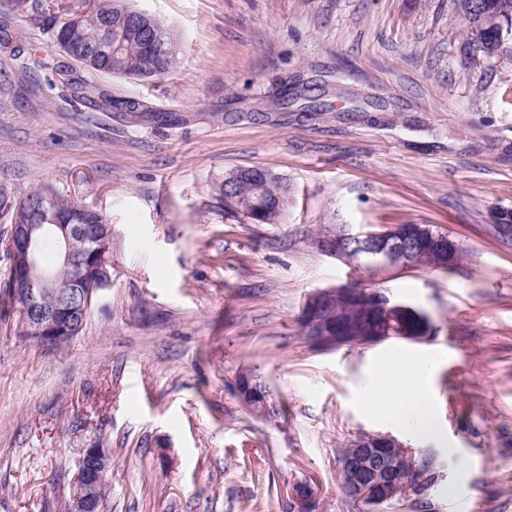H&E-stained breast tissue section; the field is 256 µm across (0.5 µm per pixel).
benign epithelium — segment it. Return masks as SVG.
I'll return each mask as SVG.
<instances>
[{"label":"benign epithelium","instance_id":"7a95c632","mask_svg":"<svg viewBox=\"0 0 512 512\" xmlns=\"http://www.w3.org/2000/svg\"><path fill=\"white\" fill-rule=\"evenodd\" d=\"M158 19L122 4L112 16L102 20L91 41L77 50L58 36L56 43L72 61L83 66L122 69L118 50L112 47V32L116 31L139 39L148 48L138 71L146 76L159 71L164 50L153 39ZM502 17L487 13L470 28V41L482 44L490 29L504 31ZM345 239L356 245L360 253L372 258L376 267L420 268L427 252L438 256L434 265L443 270L458 264L460 243L446 231H433L430 224H396L380 232L347 235ZM46 241L56 246L57 259L63 267H74L80 286L63 287L53 269L34 274L33 268L39 247ZM112 224H70L52 210L28 201L19 202L10 237L11 266L7 287L19 301L21 321L26 335L48 345H60L81 330L96 293L109 280L112 266ZM361 302L377 311L386 327V334L405 340L419 341L428 337L427 316L412 306L393 301L383 290L364 292L354 287L324 288L311 293L304 305L306 337L312 343L334 341L343 346L350 343L372 344L376 338L365 341L350 340L345 324L328 329L318 326L322 309L338 295ZM238 395L244 404L255 411L266 413L271 409V391L257 378L248 375L240 381ZM337 469L348 479L349 497L358 503L388 499L396 489L395 481L402 473L408 474L411 489L417 496L424 495L434 484L436 472L431 459L416 455V451L389 434H358L350 442V449L337 453ZM111 468V454L107 448H87L79 460L78 472L83 476L87 490L72 494L69 512H100L98 495L107 485ZM292 512H314L316 491L307 482L301 487L289 488Z\"/></svg>","mask_w":512,"mask_h":512}]
</instances>
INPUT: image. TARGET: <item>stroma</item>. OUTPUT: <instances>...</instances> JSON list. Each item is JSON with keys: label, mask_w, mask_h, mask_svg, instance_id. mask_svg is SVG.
<instances>
[{"label": "stroma", "mask_w": 512, "mask_h": 512, "mask_svg": "<svg viewBox=\"0 0 512 512\" xmlns=\"http://www.w3.org/2000/svg\"><path fill=\"white\" fill-rule=\"evenodd\" d=\"M178 39L150 79L88 75L40 19L0 0V192L35 183L112 224L110 280L78 336H26L0 293V512H67L84 449L108 448L103 512H356L336 450L389 433L430 456V512H512V34L466 44L455 0H131ZM140 112L74 100L73 81ZM266 168L282 223L227 213L224 178ZM431 224L451 271L365 269L336 234ZM384 287L431 334L321 349L302 333L320 288ZM438 356L441 435L368 411L361 386L400 356ZM263 380L274 416L240 400ZM316 491L314 486L306 482L302 487L292 484L289 488V498L293 512H313L316 503Z\"/></svg>", "instance_id": "stroma-1"}]
</instances>
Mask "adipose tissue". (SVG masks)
<instances>
[{
    "mask_svg": "<svg viewBox=\"0 0 512 512\" xmlns=\"http://www.w3.org/2000/svg\"><path fill=\"white\" fill-rule=\"evenodd\" d=\"M435 366L428 358H402L389 364L378 381L363 391L364 406L391 424L413 426L421 437L439 436L436 410L426 386Z\"/></svg>",
    "mask_w": 512,
    "mask_h": 512,
    "instance_id": "ef3b65f1",
    "label": "adipose tissue"
}]
</instances>
